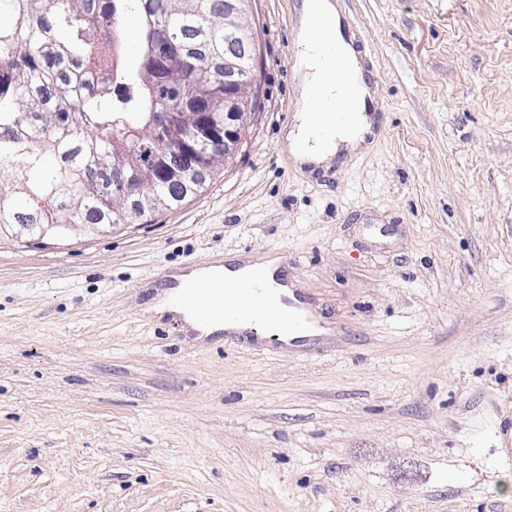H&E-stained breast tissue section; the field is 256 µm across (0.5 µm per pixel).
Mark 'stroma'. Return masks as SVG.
Returning <instances> with one entry per match:
<instances>
[{
	"label": "stroma",
	"mask_w": 512,
	"mask_h": 512,
	"mask_svg": "<svg viewBox=\"0 0 512 512\" xmlns=\"http://www.w3.org/2000/svg\"><path fill=\"white\" fill-rule=\"evenodd\" d=\"M373 134L295 164L297 0H248L262 106L173 210L0 239V512H512V0H337ZM288 252L332 340L204 341L168 274Z\"/></svg>",
	"instance_id": "stroma-1"
}]
</instances>
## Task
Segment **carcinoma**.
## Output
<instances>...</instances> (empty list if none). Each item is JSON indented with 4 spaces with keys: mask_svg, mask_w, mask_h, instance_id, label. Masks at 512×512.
Here are the masks:
<instances>
[{
    "mask_svg": "<svg viewBox=\"0 0 512 512\" xmlns=\"http://www.w3.org/2000/svg\"><path fill=\"white\" fill-rule=\"evenodd\" d=\"M138 22L139 61L121 30ZM224 0H0V235L69 237L66 224L140 220L113 184L133 140H153V116L177 112L163 154L192 132L191 112L224 111ZM55 157L56 162L48 161ZM138 194L155 214L185 200L148 171Z\"/></svg>",
    "mask_w": 512,
    "mask_h": 512,
    "instance_id": "obj_1",
    "label": "carcinoma"
}]
</instances>
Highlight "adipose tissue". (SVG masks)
Instances as JSON below:
<instances>
[{
	"label": "adipose tissue",
	"instance_id": "obj_1",
	"mask_svg": "<svg viewBox=\"0 0 512 512\" xmlns=\"http://www.w3.org/2000/svg\"><path fill=\"white\" fill-rule=\"evenodd\" d=\"M314 15L337 18L334 0H303L300 9V40L302 50L298 56L297 68L300 73L299 95L303 104L296 124L290 128L286 141L297 162L323 164L335 156L355 150L362 143V130L369 128L365 100L370 90L362 80V66L355 52L344 42L341 33L333 37L315 35L309 25ZM344 54L348 72L356 89V99L350 111L336 115V102L342 90L336 85L329 69V62L336 54ZM235 262L241 263V270L227 267L224 260L190 271L173 273L174 281L224 277L238 278L240 273L262 272L273 277L278 269L276 256L235 255Z\"/></svg>",
	"mask_w": 512,
	"mask_h": 512
}]
</instances>
